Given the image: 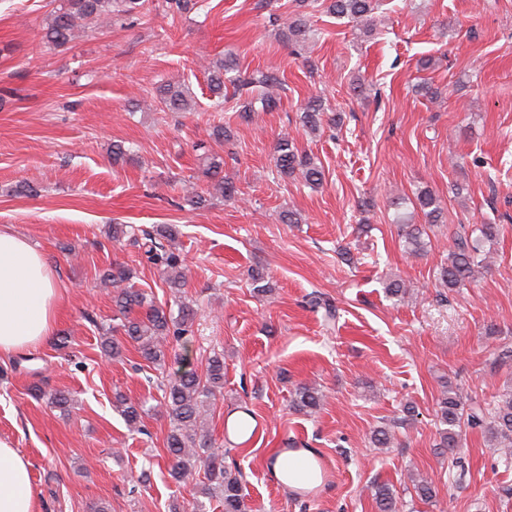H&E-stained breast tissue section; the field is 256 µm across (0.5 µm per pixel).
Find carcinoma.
<instances>
[{"mask_svg":"<svg viewBox=\"0 0 512 512\" xmlns=\"http://www.w3.org/2000/svg\"><path fill=\"white\" fill-rule=\"evenodd\" d=\"M303 5L325 12L338 18H350L356 22L375 14L379 0H300ZM145 0H63L44 27V39L56 46L68 44L75 30L93 26L112 25V15H140ZM283 35L288 40L303 44L306 42L307 26L300 18L283 23ZM232 64L217 62L208 66L210 90L218 102H224L227 95L226 84L237 85V81L224 80ZM256 88V99L264 109L276 105L274 90L280 87V79L274 74H263L251 81ZM154 94L164 112H187L192 109V100L184 87L163 84L155 88ZM325 114L320 97L312 96L305 103L300 115L302 126L315 130L322 123ZM275 166L281 176H299L311 187L322 185L324 173L320 165L307 153L298 151L293 139L287 135L278 139L275 150ZM416 200L426 217V223L438 224L443 208L440 201L430 192L421 191ZM479 236L474 238L465 227L453 234L452 246L448 251V261L440 268V284L446 288H463L476 272L489 266L491 256L485 252L482 243L494 241L500 233L498 224H482L477 228ZM130 234L133 243L143 251V257L150 264L160 268L165 282L171 289L185 284L184 259L173 246L176 232L170 226L156 230H123L119 225L112 226V238L120 239ZM424 228L412 224L405 230L406 249L412 255L426 251ZM131 268L115 264L101 274V282L113 288L112 302L114 315L112 332H122L126 341L133 344L140 356L147 362L160 365L167 357L170 340L181 341L190 332L196 310L192 305L181 301L174 312L155 304L147 293L133 287ZM175 380L160 388V405L163 406L171 422V430L166 437V448L171 458L170 477L184 482L192 476L195 467L204 468L207 483L199 493L206 497H217L224 512H247L243 475L224 466V455L216 450L204 431V416L214 404L224 388V356L213 354L208 359L206 372L198 373L182 356ZM324 400L323 393L316 387L301 386L296 389L293 407L307 414L317 412ZM116 407L127 426L140 430L146 405L119 398ZM492 416L488 431L503 449L504 460H512V387L503 390L494 404H481L477 400L463 397L459 387L448 384L442 388L438 399V419L440 429L439 447L452 457L451 466L458 461L453 452L458 447L462 427H483L486 416ZM374 499L380 512H397L393 492L386 485H378Z\"/></svg>","mask_w":512,"mask_h":512,"instance_id":"carcinoma-1","label":"carcinoma"}]
</instances>
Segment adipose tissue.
Segmentation results:
<instances>
[{
	"label": "adipose tissue",
	"mask_w": 512,
	"mask_h": 512,
	"mask_svg": "<svg viewBox=\"0 0 512 512\" xmlns=\"http://www.w3.org/2000/svg\"><path fill=\"white\" fill-rule=\"evenodd\" d=\"M60 308L45 255L26 238L0 229V354L41 345L52 335ZM0 512H39L30 465L0 440Z\"/></svg>",
	"instance_id": "obj_1"
}]
</instances>
